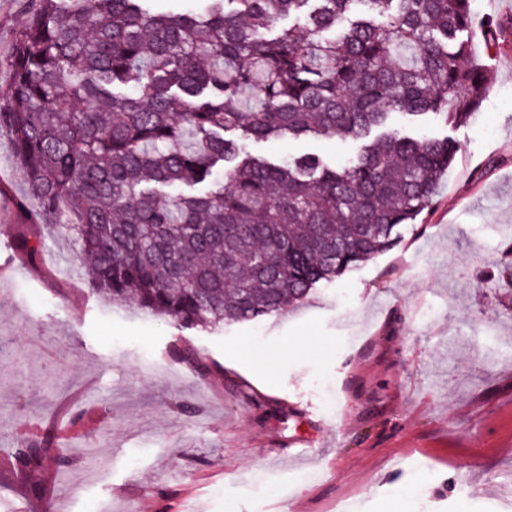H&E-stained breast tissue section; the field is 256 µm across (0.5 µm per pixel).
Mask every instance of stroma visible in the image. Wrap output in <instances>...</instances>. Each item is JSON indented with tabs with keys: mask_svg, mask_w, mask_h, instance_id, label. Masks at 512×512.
Returning <instances> with one entry per match:
<instances>
[{
	"mask_svg": "<svg viewBox=\"0 0 512 512\" xmlns=\"http://www.w3.org/2000/svg\"><path fill=\"white\" fill-rule=\"evenodd\" d=\"M29 0H0V103ZM475 52L490 87L473 122L425 132L458 152L434 212L396 244L300 304L207 332L178 330L96 295L68 240L12 263L24 172L0 137V448L53 427L78 390L37 482L52 512H512V49ZM266 157L352 154L333 138L246 142ZM194 352L201 375L183 360ZM203 410L189 421L172 404ZM0 467V501L35 512Z\"/></svg>",
	"mask_w": 512,
	"mask_h": 512,
	"instance_id": "1",
	"label": "stroma"
}]
</instances>
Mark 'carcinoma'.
<instances>
[{
  "mask_svg": "<svg viewBox=\"0 0 512 512\" xmlns=\"http://www.w3.org/2000/svg\"><path fill=\"white\" fill-rule=\"evenodd\" d=\"M0 136L35 218L91 258L99 296L181 329L258 320L393 245L435 210L448 137L489 87L463 33L473 0H30ZM293 22L268 36L282 18ZM336 137L344 163L269 159L242 141ZM47 433L5 449L16 474L58 467Z\"/></svg>",
  "mask_w": 512,
  "mask_h": 512,
  "instance_id": "cac0c4a2",
  "label": "carcinoma"
}]
</instances>
